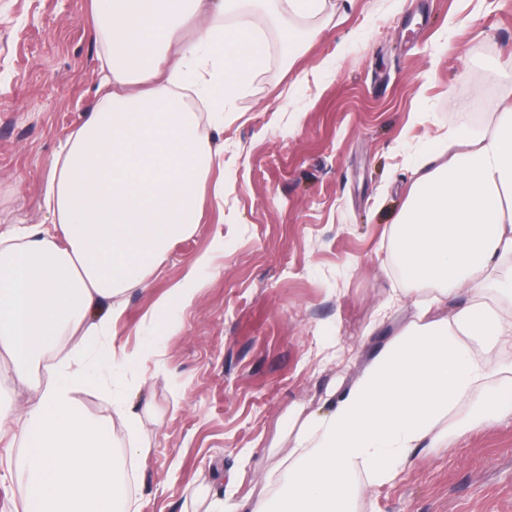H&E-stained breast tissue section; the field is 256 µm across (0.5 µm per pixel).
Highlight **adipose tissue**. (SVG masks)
Returning <instances> with one entry per match:
<instances>
[{"mask_svg":"<svg viewBox=\"0 0 512 512\" xmlns=\"http://www.w3.org/2000/svg\"><path fill=\"white\" fill-rule=\"evenodd\" d=\"M240 2L214 0L164 71L177 23L203 0H91L109 46L102 98L48 162L51 224L0 230V352L40 392L22 414L0 411V438L25 448L23 512H116L111 430L78 398L92 381L85 353L112 333L100 303L140 286L170 242L203 221L219 154L180 91L229 96L262 64L265 44ZM441 144L450 162L422 154L387 250L403 279L432 296L301 424L287 474H268L273 494L242 512H352L353 480L393 479L419 449L437 447L472 397L483 421L512 401V360L496 356L512 337V311L487 300L493 291L512 298V106L477 140ZM444 300L447 317L430 318ZM73 328L81 338L69 354L45 363Z\"/></svg>","mask_w":512,"mask_h":512,"instance_id":"adipose-tissue-1","label":"adipose tissue"}]
</instances>
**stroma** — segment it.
I'll use <instances>...</instances> for the list:
<instances>
[{
  "mask_svg": "<svg viewBox=\"0 0 512 512\" xmlns=\"http://www.w3.org/2000/svg\"><path fill=\"white\" fill-rule=\"evenodd\" d=\"M89 0H0V229L47 224V162L98 102L104 42ZM267 56L200 128L224 160L195 232L121 298L108 387L79 400L111 426L130 484L119 512H238L269 496L298 427L368 358L366 329L401 287L381 261L444 133L480 136L512 103V0H329L263 27ZM208 256L190 303L170 295ZM135 353L136 363H125ZM0 354V409L36 404ZM134 406L132 432L115 414ZM350 490L353 512H512V408ZM147 443L146 456L136 455ZM20 443L0 441V512H21Z\"/></svg>",
  "mask_w": 512,
  "mask_h": 512,
  "instance_id": "35a3bbf8",
  "label": "stroma"
}]
</instances>
